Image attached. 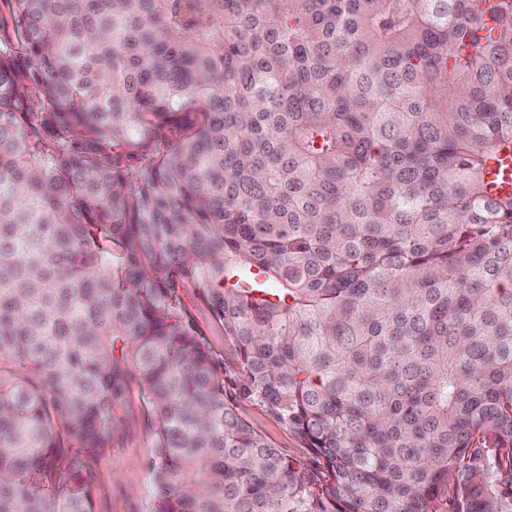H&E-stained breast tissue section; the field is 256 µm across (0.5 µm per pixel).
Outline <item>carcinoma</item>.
Here are the masks:
<instances>
[{
	"label": "carcinoma",
	"instance_id": "obj_1",
	"mask_svg": "<svg viewBox=\"0 0 512 512\" xmlns=\"http://www.w3.org/2000/svg\"><path fill=\"white\" fill-rule=\"evenodd\" d=\"M10 2L0 512H512V0ZM180 295L198 331L207 339L214 358L221 364L224 363L226 369H230L233 351L224 341V335L217 329L210 308L199 298L193 288H185ZM129 425L123 447L91 461L97 492L94 512H145L153 497L147 463L154 448L136 390L127 397ZM238 411L255 429L272 439L281 452L296 462L305 473L314 471V460L308 448L288 428L267 415L258 407L237 400Z\"/></svg>",
	"mask_w": 512,
	"mask_h": 512
}]
</instances>
